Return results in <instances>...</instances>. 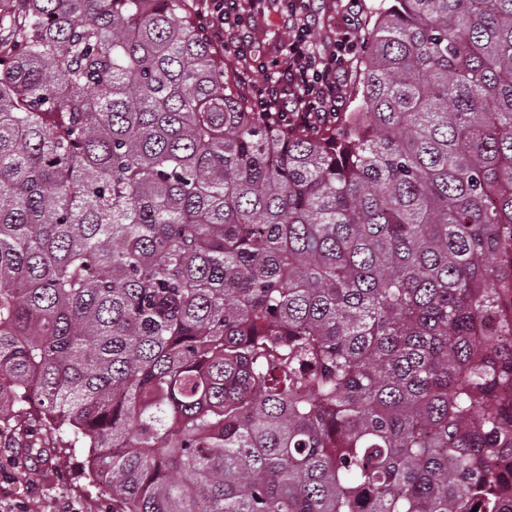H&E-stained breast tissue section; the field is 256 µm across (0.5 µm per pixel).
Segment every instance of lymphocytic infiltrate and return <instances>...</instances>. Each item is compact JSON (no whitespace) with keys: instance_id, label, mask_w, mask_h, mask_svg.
I'll return each mask as SVG.
<instances>
[{"instance_id":"f902f5d3","label":"lymphocytic infiltrate","mask_w":512,"mask_h":512,"mask_svg":"<svg viewBox=\"0 0 512 512\" xmlns=\"http://www.w3.org/2000/svg\"><path fill=\"white\" fill-rule=\"evenodd\" d=\"M260 2L198 0L195 9L204 18V31L216 49L243 56L247 50L240 33L250 26ZM308 8L309 0H289L287 50L263 83L254 87L250 102L255 111L281 125L315 131L336 119L361 27L357 13H350L331 50L319 54L304 19Z\"/></svg>"}]
</instances>
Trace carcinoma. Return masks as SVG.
<instances>
[{
	"label": "carcinoma",
	"instance_id": "obj_1",
	"mask_svg": "<svg viewBox=\"0 0 512 512\" xmlns=\"http://www.w3.org/2000/svg\"><path fill=\"white\" fill-rule=\"evenodd\" d=\"M341 132L187 0L0 44V423L112 512H512V0H395Z\"/></svg>",
	"mask_w": 512,
	"mask_h": 512
}]
</instances>
